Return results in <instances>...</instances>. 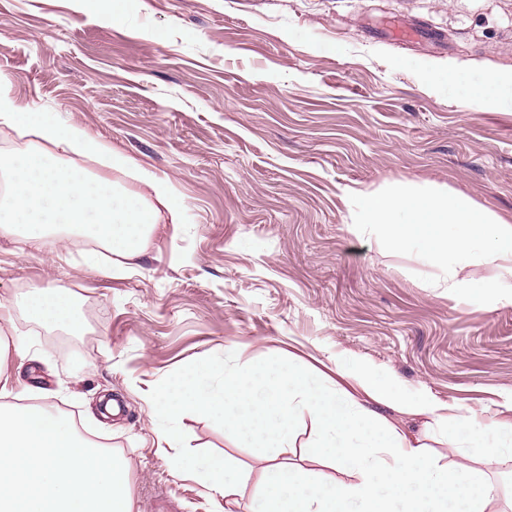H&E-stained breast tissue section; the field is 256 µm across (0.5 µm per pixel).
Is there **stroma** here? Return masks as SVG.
<instances>
[{"mask_svg":"<svg viewBox=\"0 0 512 512\" xmlns=\"http://www.w3.org/2000/svg\"><path fill=\"white\" fill-rule=\"evenodd\" d=\"M0 0V87L79 125L175 186L126 259L55 254L0 233V304L64 288L83 318L67 357L13 310L0 326L27 403L67 412L130 470L133 512H224L154 439L150 389L201 362L336 359L413 396L478 409L512 397V299L454 296L437 268L353 225L351 195L444 189L512 223V110H469L444 72L512 74V0ZM404 21L436 38H384ZM121 402L104 416L107 399ZM189 452L223 455L255 512L263 449L188 414Z\"/></svg>","mask_w":512,"mask_h":512,"instance_id":"stroma-1","label":"stroma"}]
</instances>
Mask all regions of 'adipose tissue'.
Segmentation results:
<instances>
[{
	"label": "adipose tissue",
	"instance_id": "1",
	"mask_svg": "<svg viewBox=\"0 0 512 512\" xmlns=\"http://www.w3.org/2000/svg\"><path fill=\"white\" fill-rule=\"evenodd\" d=\"M465 98L476 110L490 103L512 108V79L490 75L474 81ZM0 125L32 130L43 143L23 153L0 151V172L10 181L0 195V230L58 246L63 240L54 237V229L75 230L132 258L163 216L179 222L181 208L170 180L156 177L83 127L21 111L1 90ZM68 153L135 173L152 190L153 200L88 171L64 167ZM17 305L41 326L74 330L80 325L71 296L61 288L35 289ZM212 373V365L204 362L158 381L153 414L165 424L155 435L158 444L174 450L178 472L223 497L228 510L237 502L243 476L224 458L183 452L176 422L185 414L226 422L242 440L265 449L258 512H485L498 497L485 465L512 459V399L496 410H475L428 396L411 398L374 368L344 360L337 361L338 379L329 384L304 364L284 367L273 360L225 371L217 389L209 383ZM383 406L422 419V432L390 422L379 412ZM306 415L317 434L304 453L309 460L331 464L339 474L336 480H317L282 460L295 443L298 420ZM431 430L449 447L478 449L482 466H440L425 442Z\"/></svg>",
	"mask_w": 512,
	"mask_h": 512
}]
</instances>
